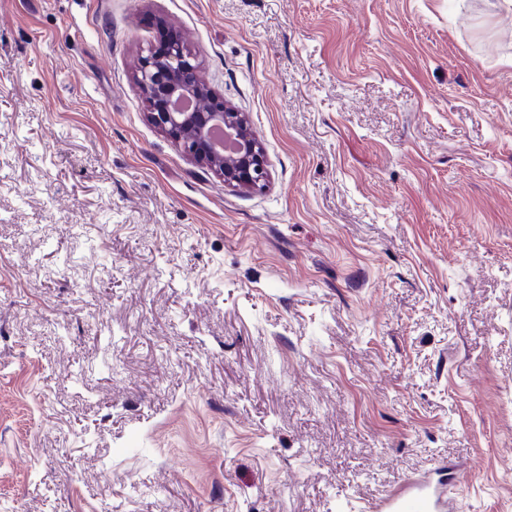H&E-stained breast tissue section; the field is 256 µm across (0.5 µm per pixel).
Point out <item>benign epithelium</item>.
I'll return each instance as SVG.
<instances>
[{
    "instance_id": "7a95c632",
    "label": "benign epithelium",
    "mask_w": 512,
    "mask_h": 512,
    "mask_svg": "<svg viewBox=\"0 0 512 512\" xmlns=\"http://www.w3.org/2000/svg\"><path fill=\"white\" fill-rule=\"evenodd\" d=\"M198 65L180 39L173 36L161 50L142 58L136 83L148 103L147 121L166 134L184 154L203 168L224 177L233 187L257 190L268 181V168L260 141L252 132L244 113L224 102L223 97L197 80ZM205 100L204 111L179 112L173 98ZM220 127L236 143L226 155L212 139V129Z\"/></svg>"
}]
</instances>
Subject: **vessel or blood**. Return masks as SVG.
<instances>
[{
  "label": "vessel or blood",
  "instance_id": "vessel-or-blood-1",
  "mask_svg": "<svg viewBox=\"0 0 512 512\" xmlns=\"http://www.w3.org/2000/svg\"><path fill=\"white\" fill-rule=\"evenodd\" d=\"M455 500L448 498L441 480L409 478L380 497L361 502L357 512H457Z\"/></svg>",
  "mask_w": 512,
  "mask_h": 512
}]
</instances>
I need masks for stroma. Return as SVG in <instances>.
<instances>
[{"label":"stroma","mask_w":512,"mask_h":512,"mask_svg":"<svg viewBox=\"0 0 512 512\" xmlns=\"http://www.w3.org/2000/svg\"><path fill=\"white\" fill-rule=\"evenodd\" d=\"M246 113L144 117L162 29ZM512 512V7L0 0V512ZM197 73L194 57L175 36L168 39L163 50L143 57L136 83L148 103L147 121L166 134L196 164L222 175L225 184L251 190L264 188L268 181L265 150L245 114L234 110L223 97L197 81ZM174 96L207 100L208 108L204 112L191 109L189 100L185 109L188 111L178 112L173 105ZM157 101L164 102L160 111ZM215 127L222 128L223 136L229 135L235 141L234 152L225 155L215 147L211 139ZM455 500L442 489L441 477L407 478L372 501H364L357 512H456Z\"/></svg>","instance_id":"stroma-1"}]
</instances>
